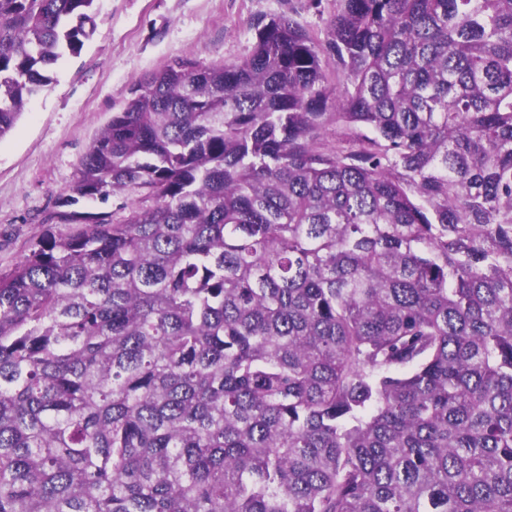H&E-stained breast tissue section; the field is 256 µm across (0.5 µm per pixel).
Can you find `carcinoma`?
Here are the masks:
<instances>
[{
	"instance_id": "1",
	"label": "carcinoma",
	"mask_w": 512,
	"mask_h": 512,
	"mask_svg": "<svg viewBox=\"0 0 512 512\" xmlns=\"http://www.w3.org/2000/svg\"><path fill=\"white\" fill-rule=\"evenodd\" d=\"M96 2L0 0V139ZM253 28L80 160L146 204L0 277V512H512V0Z\"/></svg>"
}]
</instances>
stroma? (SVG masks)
<instances>
[{"label": "stroma", "instance_id": "stroma-1", "mask_svg": "<svg viewBox=\"0 0 512 512\" xmlns=\"http://www.w3.org/2000/svg\"><path fill=\"white\" fill-rule=\"evenodd\" d=\"M97 26L79 55L58 66L0 139V276L10 274L47 235L74 231L72 214L122 221L139 194L79 198L65 204L79 162L144 76L173 58L209 64L246 58L254 20L292 16L325 40L334 0H98Z\"/></svg>", "mask_w": 512, "mask_h": 512}]
</instances>
